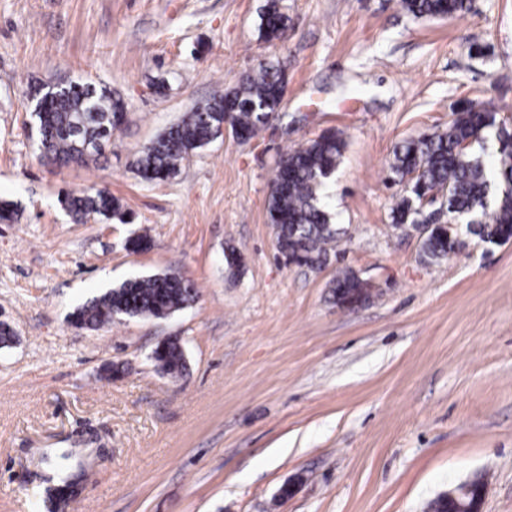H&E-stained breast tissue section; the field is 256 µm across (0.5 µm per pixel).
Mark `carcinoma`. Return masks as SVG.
Returning a JSON list of instances; mask_svg holds the SVG:
<instances>
[{"instance_id":"obj_1","label":"carcinoma","mask_w":512,"mask_h":512,"mask_svg":"<svg viewBox=\"0 0 512 512\" xmlns=\"http://www.w3.org/2000/svg\"><path fill=\"white\" fill-rule=\"evenodd\" d=\"M401 9L416 20L431 21L470 10V0H399ZM288 17L279 0H269L259 17V30L268 41L279 40ZM286 85L278 64H262L243 77L230 91L185 113L137 156L135 166L146 181H165L179 171L194 151L213 141L224 125L240 143L250 141L266 124L265 116L277 112ZM31 118L44 159L56 164L80 162L99 152L112 135V118L127 116L122 99L107 89L88 83L61 81L39 88ZM498 109L489 103H466L443 131L403 140L393 150L389 168L406 188L396 195L391 222L398 229H424L422 253L439 262L457 252L460 242L448 234L443 217L448 215L470 227L469 233L485 243L512 240V127L497 120ZM498 142L495 160L484 161L475 146L488 135ZM345 149L341 134L327 131L284 153L271 180L267 215L277 229V248L285 260L318 268L327 263L339 229L320 205V192L335 173ZM443 189L447 199L441 208H418L420 192ZM81 222L89 216L125 222L119 200L106 190H84L61 200ZM333 300L342 305L360 295L370 299V288L351 269L339 272L331 285ZM194 284L175 272L127 279L93 296L70 314L81 329H98L116 319L165 318L196 299ZM151 359L161 373L178 377L186 358L176 338L159 343ZM73 494L72 486L49 490L50 505L59 509Z\"/></svg>"}]
</instances>
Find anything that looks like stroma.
<instances>
[{"label": "stroma", "mask_w": 512, "mask_h": 512, "mask_svg": "<svg viewBox=\"0 0 512 512\" xmlns=\"http://www.w3.org/2000/svg\"><path fill=\"white\" fill-rule=\"evenodd\" d=\"M0 0V512H48L51 472L76 481L63 512H427L460 484L512 512V241L463 235L438 263L392 226L389 160L468 101L512 126V0L415 20L398 0ZM287 74L249 142L224 134L178 175L132 163L184 112L259 62ZM107 87L128 120L87 164L39 158L31 87ZM346 142L324 190L341 237L326 265L285 266L266 217L282 154L326 131ZM94 187L132 216L73 223L60 199ZM144 236L148 250L128 239ZM241 259L230 272L224 258ZM354 270L371 297L334 303ZM190 279L164 319L80 330L69 315L126 279ZM179 338L188 368L150 359ZM125 366L106 379L103 366ZM294 492L281 498L280 490ZM259 20V30L266 40L282 39V35L288 26V17L281 12L278 0L268 2Z\"/></svg>", "instance_id": "1"}]
</instances>
